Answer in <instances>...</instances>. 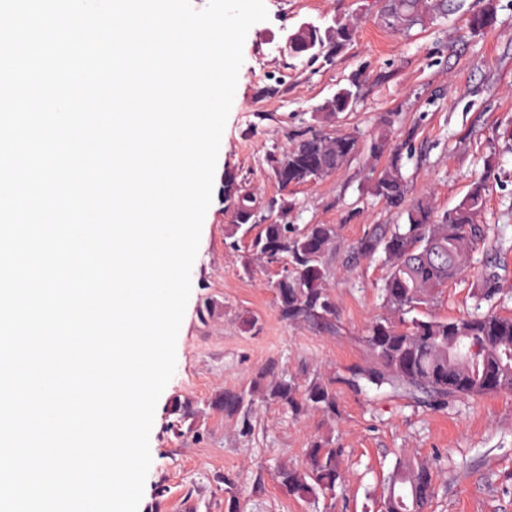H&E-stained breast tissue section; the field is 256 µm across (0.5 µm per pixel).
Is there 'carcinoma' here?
<instances>
[{
  "label": "carcinoma",
  "mask_w": 512,
  "mask_h": 512,
  "mask_svg": "<svg viewBox=\"0 0 512 512\" xmlns=\"http://www.w3.org/2000/svg\"><path fill=\"white\" fill-rule=\"evenodd\" d=\"M451 0H382L380 20L393 31L409 29L445 12ZM500 0H484L482 8L469 15L470 32L484 33L497 20ZM357 26L337 20L321 27L309 23L288 34L291 58L331 61L356 38ZM355 94L338 90L319 107L323 113L352 109ZM360 150L358 137L350 132L310 130L299 135L281 153H269L267 161L283 187L315 183L340 170ZM392 152L390 165L371 178V196L390 209L406 215V223L393 224L363 237L356 250L362 256L381 254L388 265L381 297L388 314L374 319L363 342L373 364L359 374L379 390L384 385L412 394L424 393L431 405L442 408L448 397H482L512 394V316L493 310L453 318L411 319L407 314L431 301L449 281L468 267L476 243V223L486 205V184L476 180L451 209L436 215L432 203L420 198L407 203L409 186L398 164L397 148L381 134L372 144V157ZM224 201L237 226L256 217L258 205L232 174L224 182ZM336 239L331 224H307L295 229L269 221L251 242V248L266 262L282 263L275 298L280 316L323 321L335 315L336 307L325 288L328 271L323 258ZM500 294L498 275L490 270L474 284L476 302H492ZM268 398L280 402L295 415L313 408L325 413L336 410V391L331 383L315 381L304 391L282 376ZM243 395L225 392L216 406L228 414L237 412ZM340 449L315 442L306 450L307 466L281 467L276 480L288 494L316 500L332 492L340 479ZM435 470L427 462L403 461L383 498L380 512H426L435 494Z\"/></svg>",
  "instance_id": "cac0c4a2"
}]
</instances>
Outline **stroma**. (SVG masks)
Segmentation results:
<instances>
[{"instance_id": "stroma-1", "label": "stroma", "mask_w": 512, "mask_h": 512, "mask_svg": "<svg viewBox=\"0 0 512 512\" xmlns=\"http://www.w3.org/2000/svg\"><path fill=\"white\" fill-rule=\"evenodd\" d=\"M267 20L246 37L243 63L221 138L212 202L191 272V293L176 343V369L161 394L150 434L152 462L138 512H377L384 482L401 459L436 462L437 491L428 512H512V395L449 398L443 408L388 388L363 392L351 381L372 362L363 343L384 313L378 296L386 267L356 252L375 226L400 223L370 194L371 141L384 118L393 139L408 141L402 174L410 199L431 196L436 212L453 207L472 181L487 177L482 237L467 270L427 306L435 317L472 309V285L493 262L512 290V0H500L495 28L470 33L463 11L395 32L377 24V0H264ZM352 19L359 33L333 61L289 57L288 32L304 22ZM354 87L351 111L319 114L342 87ZM357 131L362 153L340 171L282 190L267 162L304 129ZM243 188L285 222L332 224L325 286L336 305L327 325L282 320L274 282L281 275L232 229L224 181ZM236 237L237 248L227 246ZM288 375L297 388L332 382L336 411L286 412L265 392ZM254 391L243 409L213 406L222 393ZM189 415L176 419L174 401ZM341 448L343 481L309 503L279 487L274 471L302 467L314 441Z\"/></svg>"}]
</instances>
